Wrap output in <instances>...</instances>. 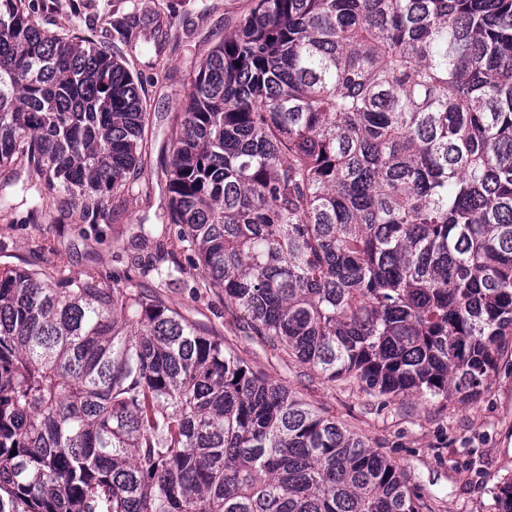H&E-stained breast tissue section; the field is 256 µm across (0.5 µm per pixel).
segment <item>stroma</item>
I'll return each mask as SVG.
<instances>
[{
  "mask_svg": "<svg viewBox=\"0 0 512 512\" xmlns=\"http://www.w3.org/2000/svg\"><path fill=\"white\" fill-rule=\"evenodd\" d=\"M254 0H35V18L64 36L84 35L134 77L147 112L139 164L149 190L103 194L105 217L81 223L79 201L44 190L39 223L25 209H0V261L76 276L92 269L103 282L137 280L164 239L140 238L169 202V140L191 85L212 48L230 35ZM198 272L163 288L167 302L220 330L224 343L256 369L296 391L311 407L362 436L403 469L420 512H496L493 488L512 476V340L479 394L421 402L383 399L353 382L327 381L262 337L238 329L239 313L221 289L196 288Z\"/></svg>",
  "mask_w": 512,
  "mask_h": 512,
  "instance_id": "1",
  "label": "stroma"
}]
</instances>
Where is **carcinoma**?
I'll return each mask as SVG.
<instances>
[{
	"label": "carcinoma",
	"mask_w": 512,
	"mask_h": 512,
	"mask_svg": "<svg viewBox=\"0 0 512 512\" xmlns=\"http://www.w3.org/2000/svg\"><path fill=\"white\" fill-rule=\"evenodd\" d=\"M146 109L0 0V207L142 180ZM155 287L0 267V512H419L403 471L159 288L377 396L477 394L512 335V0H254L169 147ZM16 454H11V451ZM512 512V478L494 489Z\"/></svg>",
	"instance_id": "cac0c4a2"
}]
</instances>
